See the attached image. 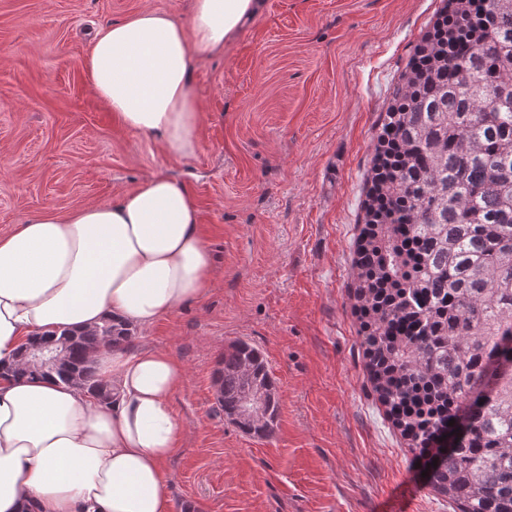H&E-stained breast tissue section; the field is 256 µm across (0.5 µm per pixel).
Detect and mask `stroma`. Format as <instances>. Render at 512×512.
I'll return each instance as SVG.
<instances>
[{
    "instance_id": "1",
    "label": "stroma",
    "mask_w": 512,
    "mask_h": 512,
    "mask_svg": "<svg viewBox=\"0 0 512 512\" xmlns=\"http://www.w3.org/2000/svg\"><path fill=\"white\" fill-rule=\"evenodd\" d=\"M192 0H0V233L112 204L153 172L189 184L215 256L197 302L136 332L186 367L167 464L173 512H450L367 378L351 260L382 113L444 0H263L197 61L194 156L125 129L85 73L98 25ZM263 354L277 425L244 433L216 400L230 343Z\"/></svg>"
}]
</instances>
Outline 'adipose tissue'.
Listing matches in <instances>:
<instances>
[{"label":"adipose tissue","instance_id":"ef3b65f1","mask_svg":"<svg viewBox=\"0 0 512 512\" xmlns=\"http://www.w3.org/2000/svg\"><path fill=\"white\" fill-rule=\"evenodd\" d=\"M261 0H193L190 25L144 9L98 27L87 78L122 125L171 155L199 147L192 69L223 52ZM212 249L190 188L163 172L112 205L43 214L0 234V512H172L166 465L183 429L171 399L185 374L171 354L91 353L112 384L105 404L40 376L13 379L20 349L104 320L146 329L213 282Z\"/></svg>","mask_w":512,"mask_h":512}]
</instances>
